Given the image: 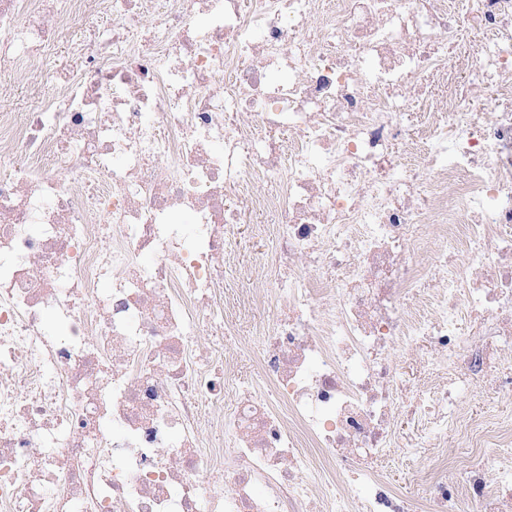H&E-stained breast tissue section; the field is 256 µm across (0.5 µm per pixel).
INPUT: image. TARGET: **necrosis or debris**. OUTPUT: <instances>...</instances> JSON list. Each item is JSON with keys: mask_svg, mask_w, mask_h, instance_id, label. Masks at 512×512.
<instances>
[{"mask_svg": "<svg viewBox=\"0 0 512 512\" xmlns=\"http://www.w3.org/2000/svg\"><path fill=\"white\" fill-rule=\"evenodd\" d=\"M61 40L0 113V512H512L463 406L512 385V0H0V97ZM56 52L47 65H39L30 73L15 75L10 78L15 89V97L3 102L0 101V110L18 111L24 109L28 102L26 92L29 85L35 81H40L44 77L46 70L61 71L80 64V61L70 55L63 46L56 50ZM267 216L246 215L233 243V247L239 259L248 265H259L263 262V254L265 251V242L256 236L254 227L256 224H266ZM280 309V307H266L264 309L261 308L256 310L251 319H249V321L245 322L243 325L244 335L240 346L244 349H247L249 347L248 334H251L253 331L255 332L256 327L259 328V326H262L263 324L272 323L277 317L280 316ZM390 475L393 483L404 495L414 498L422 495L423 489L415 479L414 472L405 465L396 461L390 470Z\"/></svg>", "mask_w": 512, "mask_h": 512, "instance_id": "necrosis-or-debris-1", "label": "necrosis or debris"}]
</instances>
